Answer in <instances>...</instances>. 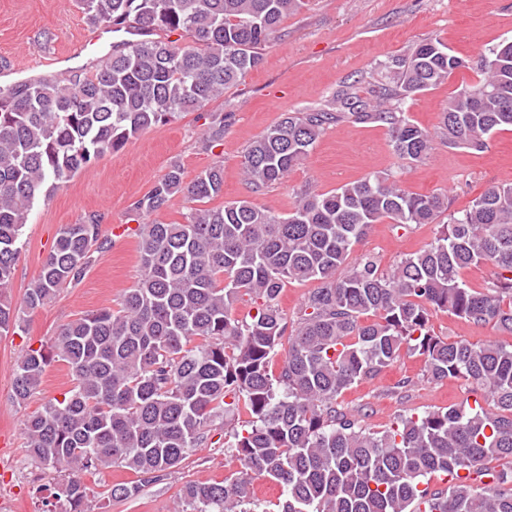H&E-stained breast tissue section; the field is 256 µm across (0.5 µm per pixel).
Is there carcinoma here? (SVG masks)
Segmentation results:
<instances>
[{"label": "carcinoma", "mask_w": 512, "mask_h": 512, "mask_svg": "<svg viewBox=\"0 0 512 512\" xmlns=\"http://www.w3.org/2000/svg\"><path fill=\"white\" fill-rule=\"evenodd\" d=\"M87 20L136 34L112 46L89 74L0 86V335L21 327L5 295L28 212L131 137L200 110L257 69L280 19L306 0H79ZM468 68L478 80L448 98L437 135L450 148L481 151L512 129V42L465 60L440 39L379 64L383 81L362 100L350 87L324 107L285 112L247 148L244 179L260 191L306 159L326 126L341 119L387 129L392 149L424 160L431 133L411 122L405 100ZM207 150L224 139V116H202ZM176 194L193 207L182 222L138 229L142 270L116 310L62 325L48 353L25 351L12 391L27 401L50 354L73 386L24 422L28 455L62 477L57 506L88 512L82 474L114 465L138 476L108 499L128 498L169 476L192 448L216 435L239 469L220 482L189 483L175 512H256L251 486L267 477L284 490L277 512H512V344L448 341L431 327L443 311L512 336V183L488 186L449 211L448 196L408 191L391 174L369 173L332 192L306 191L279 215L247 200L208 207L224 195V163L187 183L179 165L128 209L158 214ZM448 223L390 270L365 255L350 263L372 225ZM99 214L62 226L27 288L36 309L76 283L104 249ZM488 265L480 289L461 271ZM290 281H317L288 320L279 297ZM250 301L255 313L233 310ZM286 350L278 373L272 357ZM404 354L423 357L422 376L460 380L474 404L399 414L374 430L338 407L354 385ZM246 412L247 428L236 417ZM505 460L493 471L488 463ZM440 474L447 484L429 489ZM424 508H418V505Z\"/></svg>", "instance_id": "obj_1"}]
</instances>
